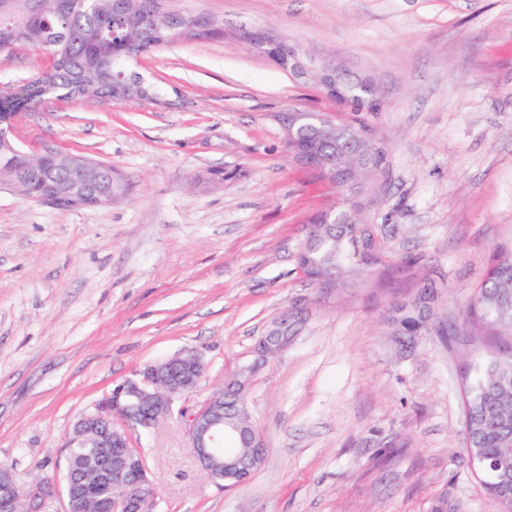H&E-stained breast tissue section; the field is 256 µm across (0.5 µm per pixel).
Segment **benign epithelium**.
I'll use <instances>...</instances> for the list:
<instances>
[{"instance_id": "1", "label": "benign epithelium", "mask_w": 512, "mask_h": 512, "mask_svg": "<svg viewBox=\"0 0 512 512\" xmlns=\"http://www.w3.org/2000/svg\"><path fill=\"white\" fill-rule=\"evenodd\" d=\"M17 17L6 6L0 7V39H17ZM240 39L254 48L279 46L275 37L266 32L245 31ZM285 56L292 62L290 71L310 78L329 98L338 103L350 99L348 90L374 94L373 87L363 80H352L331 62L309 68L301 54L289 48ZM20 113H0V190L17 191L22 180L15 176L18 165L32 170L44 168L43 158L50 156L54 166L44 182V195L36 198L41 203L57 206L59 203L83 197L95 207L112 205V195L98 192L102 180L103 163L71 155L58 150L29 152L20 148L11 138ZM319 126L322 139L338 136L335 120L314 113L294 111L282 121L285 143L295 145L304 138L305 125ZM300 164L315 173L323 182L334 187L348 180V172L339 162L327 159L319 143L309 142L299 158ZM321 220L306 224L304 247L310 248L323 234L325 227L336 223V213L329 209L320 213ZM288 317L278 321L259 342L263 353L274 355L288 345ZM502 401L512 404V360L500 361ZM204 368L194 353H179L163 358L138 370L117 384L96 414L87 417L80 426L84 436L95 448L128 447V430L156 425L173 413L175 403L191 392L199 382V370ZM252 369L242 368L239 377L230 380L215 393L204 409L191 420V448L201 467L215 482L228 488L252 475L263 458L264 443L252 422L241 395ZM472 467L483 477L493 481L494 499L501 506L512 504V458L476 457L468 454ZM92 482H106L112 486V512H154L157 505L155 487L147 478L141 455L135 449L112 458L104 455L100 465L83 474L70 473L58 480H43L35 493H24L9 469L0 470V512H45L46 503L58 492H63L67 508L78 499H87L85 489Z\"/></svg>"}]
</instances>
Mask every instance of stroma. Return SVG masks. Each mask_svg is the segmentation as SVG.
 Segmentation results:
<instances>
[{"label":"stroma","mask_w":512,"mask_h":512,"mask_svg":"<svg viewBox=\"0 0 512 512\" xmlns=\"http://www.w3.org/2000/svg\"><path fill=\"white\" fill-rule=\"evenodd\" d=\"M222 21L131 62L162 102L49 98L18 120L28 151L112 167V204L58 209L0 192V461L19 486L60 477L75 418L158 359L196 351L199 387L131 432L157 512H499L463 448L461 322L494 255L512 256V0H165ZM266 30L372 82L359 113L388 149L368 210L384 252L352 288H316L297 254L331 189L289 156L280 114L350 117L238 43ZM0 50V83L45 67ZM418 335L395 329L424 287ZM292 340L245 399L265 445L224 489L189 446L190 414L254 359L280 318Z\"/></svg>","instance_id":"obj_1"}]
</instances>
